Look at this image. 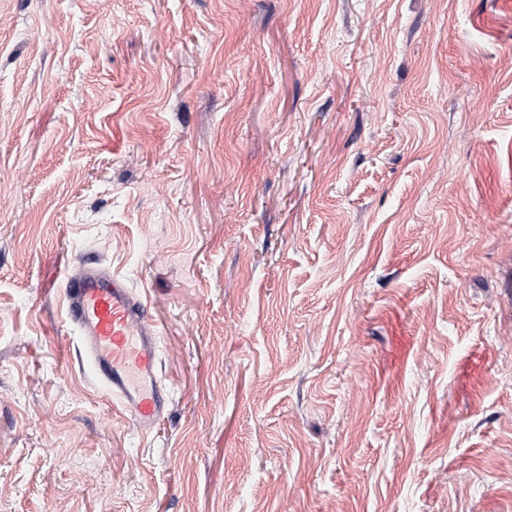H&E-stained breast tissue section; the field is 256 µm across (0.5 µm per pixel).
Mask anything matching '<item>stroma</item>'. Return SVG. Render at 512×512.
Returning <instances> with one entry per match:
<instances>
[{"instance_id":"35a3bbf8","label":"stroma","mask_w":512,"mask_h":512,"mask_svg":"<svg viewBox=\"0 0 512 512\" xmlns=\"http://www.w3.org/2000/svg\"><path fill=\"white\" fill-rule=\"evenodd\" d=\"M0 512H512V0H0ZM59 279L81 360L120 401L138 433L149 434L170 395L158 382L159 337L146 298L125 277L98 266L66 269Z\"/></svg>"}]
</instances>
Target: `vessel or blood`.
I'll return each mask as SVG.
<instances>
[{
	"label": "vessel or blood",
	"instance_id": "1",
	"mask_svg": "<svg viewBox=\"0 0 512 512\" xmlns=\"http://www.w3.org/2000/svg\"><path fill=\"white\" fill-rule=\"evenodd\" d=\"M66 321L79 354L116 397L139 434H149L170 401L159 384L158 331L146 298L128 280L100 267L61 272Z\"/></svg>",
	"mask_w": 512,
	"mask_h": 512
}]
</instances>
